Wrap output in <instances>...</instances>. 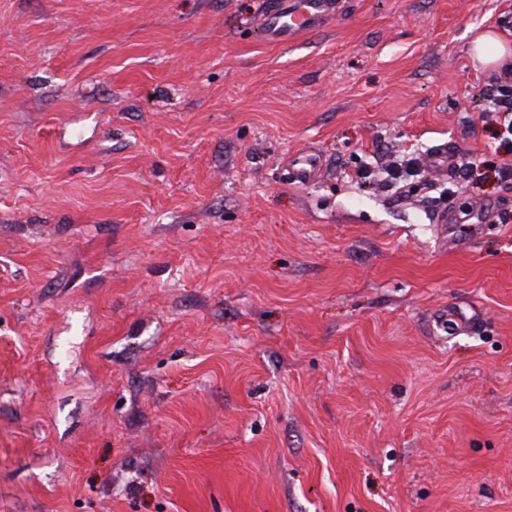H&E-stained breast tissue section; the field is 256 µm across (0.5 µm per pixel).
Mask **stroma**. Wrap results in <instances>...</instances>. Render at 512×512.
Instances as JSON below:
<instances>
[{
  "instance_id": "1",
  "label": "stroma",
  "mask_w": 512,
  "mask_h": 512,
  "mask_svg": "<svg viewBox=\"0 0 512 512\" xmlns=\"http://www.w3.org/2000/svg\"><path fill=\"white\" fill-rule=\"evenodd\" d=\"M267 2L0 0V512H512V0ZM337 7L334 0H271L263 15L265 35L277 43L290 42L301 32L325 24ZM473 51L478 60L486 65L498 67L510 66L512 69V51L494 34H483L474 43ZM289 176L294 181L308 182L313 180L322 169L319 158L310 155L295 157L288 163Z\"/></svg>"
}]
</instances>
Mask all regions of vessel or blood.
<instances>
[{
  "instance_id": "obj_1",
  "label": "vessel or blood",
  "mask_w": 512,
  "mask_h": 512,
  "mask_svg": "<svg viewBox=\"0 0 512 512\" xmlns=\"http://www.w3.org/2000/svg\"><path fill=\"white\" fill-rule=\"evenodd\" d=\"M336 9L335 0H270L263 16L264 31L270 40L286 43L325 24ZM288 169L293 180L308 182L321 171L322 163L319 158L302 155L289 161Z\"/></svg>"
}]
</instances>
